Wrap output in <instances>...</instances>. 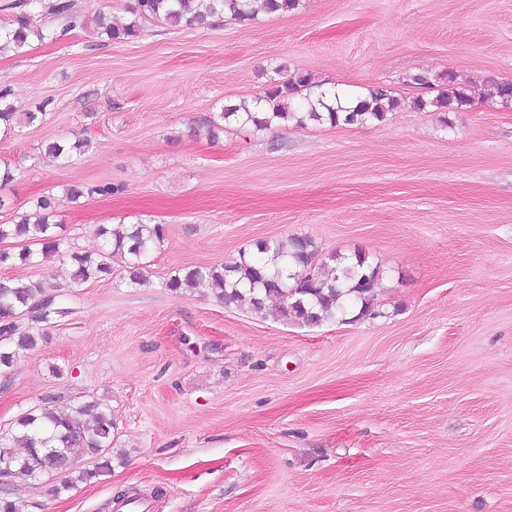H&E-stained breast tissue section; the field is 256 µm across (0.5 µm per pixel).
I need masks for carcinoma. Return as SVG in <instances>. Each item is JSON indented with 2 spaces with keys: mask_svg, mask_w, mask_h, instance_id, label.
I'll use <instances>...</instances> for the list:
<instances>
[{
  "mask_svg": "<svg viewBox=\"0 0 512 512\" xmlns=\"http://www.w3.org/2000/svg\"><path fill=\"white\" fill-rule=\"evenodd\" d=\"M40 6L47 13L64 21L61 29L35 26L31 8ZM301 0H136L134 20L116 25L112 14L98 11L92 17L93 32L107 41H125L138 37L141 22L163 21L171 27L193 29L215 15L228 14L239 20H253L258 12L282 14L297 10ZM19 11L13 19L0 25V55L19 53L32 42L54 41L71 28L86 25L75 0H18ZM329 92L320 88L306 73L300 72L275 83L256 99V106L246 102L231 105L209 118L211 139L224 132V123L234 121L258 130L290 123L354 125L365 122L382 123L388 113L400 108L402 101L383 87H373L355 95V105L345 112L324 103ZM10 91L0 89V126L10 134L15 129L38 120V113L15 111L8 102ZM473 102L467 85L451 71L447 81L437 88L432 98L418 96L414 109L434 107L440 112H454ZM87 142L78 139L47 141L43 157L71 162L84 154ZM109 185L85 188L70 187L66 195L73 201L85 195L110 194ZM53 198L43 196L34 210L17 224H0V241L16 240L41 246L34 252L24 246L19 251L0 250V266L16 264L37 266L63 254L64 238L60 225L54 221ZM95 234L103 246L96 253H70L71 297L90 281L112 276V263L118 261L133 284L147 282V257L164 240L163 224H119L100 226ZM383 276L381 265L361 251L352 256L338 253L320 258L315 242L308 236H287L257 240L239 252L238 257L211 267H193L168 278L166 288L175 294L187 289L209 288L226 304L263 317L275 310L287 323L318 327L351 315V321L375 318L374 289ZM67 299L46 293L43 283L35 279L0 278V371L8 370L22 350L37 346L45 335L44 328L71 312ZM29 315L33 326L20 329L16 318ZM115 421L112 410L91 396L76 404L59 405L53 398H44L26 410L6 434H0V463L11 467L0 472V480L9 486L18 479L46 477L51 480L49 492L60 496L79 483H94L112 475ZM92 456L91 469L78 463Z\"/></svg>",
  "mask_w": 512,
  "mask_h": 512,
  "instance_id": "cac0c4a2",
  "label": "carcinoma"
}]
</instances>
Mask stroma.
Here are the masks:
<instances>
[{
    "instance_id": "1",
    "label": "stroma",
    "mask_w": 512,
    "mask_h": 512,
    "mask_svg": "<svg viewBox=\"0 0 512 512\" xmlns=\"http://www.w3.org/2000/svg\"><path fill=\"white\" fill-rule=\"evenodd\" d=\"M512 81V0H302L286 14L158 21L103 42L77 28L0 56V87L40 112L0 137L23 172L0 224L52 197L65 246L97 252L100 225L163 224L149 281L85 284L74 311L0 373V432L52 397L106 402L112 475L52 496L13 483L18 512H113L116 491L160 487L150 512H512V102L382 123L206 121L306 72L358 94L434 97L415 75ZM52 138L84 139L71 163ZM115 186L71 201V186ZM307 236L384 271L383 317L298 327L176 295V271L259 239ZM69 258L0 267L67 293ZM87 142L83 139L68 142L65 140H51L47 141L42 146L44 158L53 160H61L63 162H71L78 159L84 154Z\"/></svg>"
}]
</instances>
